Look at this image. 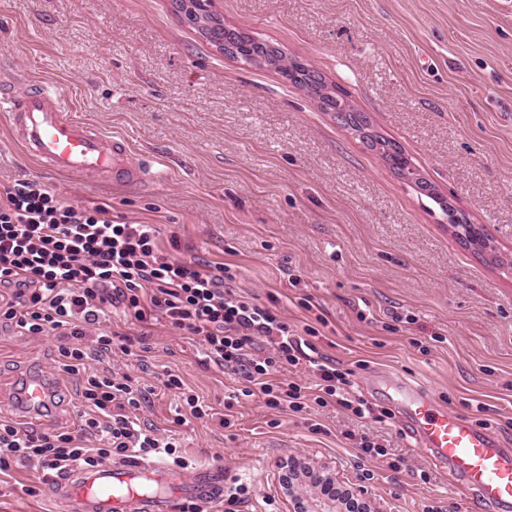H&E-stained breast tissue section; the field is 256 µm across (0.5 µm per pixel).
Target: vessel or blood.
Listing matches in <instances>:
<instances>
[{
	"label": "vessel or blood",
	"mask_w": 512,
	"mask_h": 512,
	"mask_svg": "<svg viewBox=\"0 0 512 512\" xmlns=\"http://www.w3.org/2000/svg\"><path fill=\"white\" fill-rule=\"evenodd\" d=\"M0 112L8 113L17 143L48 171L108 174L117 188L141 180L128 143L74 117L57 87L32 81L24 95L2 92ZM372 387L399 408L417 448L444 466L452 484L472 490L487 512H512V448L394 371L377 372ZM48 396L43 377L28 378L22 391L24 413L38 415ZM55 491L66 512H176L182 501L207 505L222 495L224 469L200 468L185 477L156 463L123 460L70 469L57 478Z\"/></svg>",
	"instance_id": "obj_1"
}]
</instances>
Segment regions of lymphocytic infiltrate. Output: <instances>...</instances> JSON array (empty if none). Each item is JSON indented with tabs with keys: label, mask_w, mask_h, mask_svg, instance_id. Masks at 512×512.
Returning a JSON list of instances; mask_svg holds the SVG:
<instances>
[{
	"label": "lymphocytic infiltrate",
	"mask_w": 512,
	"mask_h": 512,
	"mask_svg": "<svg viewBox=\"0 0 512 512\" xmlns=\"http://www.w3.org/2000/svg\"><path fill=\"white\" fill-rule=\"evenodd\" d=\"M232 278L224 263L165 253L155 225L112 220L109 205L65 202L35 179L0 183V322L27 336L59 332L57 368L82 382L76 431L37 432L0 420V467L16 460L60 474L115 455L153 454L187 467L173 442L141 427L146 396L131 377L91 367L114 351L134 352L130 338L101 328L109 306L199 337L204 364L229 371L243 396L262 397L269 408L301 414L334 404L354 419L372 415L353 391L350 370L318 354L317 328L294 333L278 312L234 292ZM90 331L93 345L80 346ZM300 368L313 386L290 380Z\"/></svg>",
	"instance_id": "obj_1"
}]
</instances>
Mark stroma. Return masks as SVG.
<instances>
[{
  "label": "stroma",
  "mask_w": 512,
  "mask_h": 512,
  "mask_svg": "<svg viewBox=\"0 0 512 512\" xmlns=\"http://www.w3.org/2000/svg\"><path fill=\"white\" fill-rule=\"evenodd\" d=\"M245 28L344 90L374 131L397 143L435 191L483 225L495 256L456 239L421 197L335 113L270 69L224 57L172 0H0V85L57 86L77 117L124 139L148 175L135 188L42 169L0 113V183L37 179L66 201L110 205L114 220L178 234L182 258L230 264L237 292L297 329L324 317L318 347L364 385L389 368L512 447V0H214ZM302 279L292 287L290 275ZM310 300L305 310L302 300ZM102 325L134 342L113 371L150 390L157 436L193 467L222 466L254 495L241 512H290V458L328 466L374 512H483L397 419L353 421L333 407L310 419L240 398L201 362V343L107 309ZM57 336L0 324V418L21 421L20 380L48 377L54 401L33 428L74 430L77 378L58 372ZM177 375L212 417L178 423ZM322 425V432L310 429ZM354 431L404 464L362 459ZM0 512H63L53 482L22 463L0 470Z\"/></svg>",
  "instance_id": "35a3bbf8"
}]
</instances>
